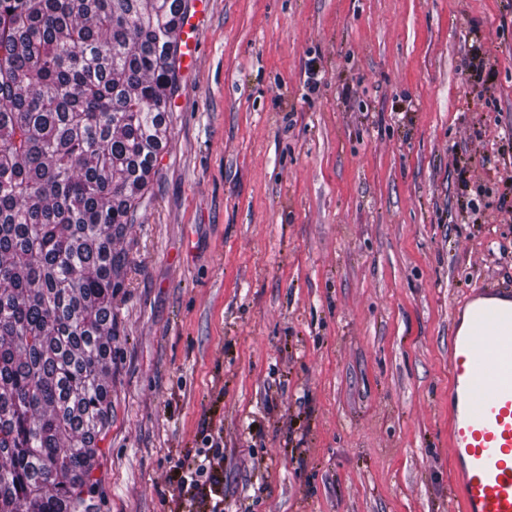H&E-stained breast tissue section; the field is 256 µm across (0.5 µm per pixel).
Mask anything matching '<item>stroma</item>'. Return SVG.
Masks as SVG:
<instances>
[{
  "label": "stroma",
  "mask_w": 512,
  "mask_h": 512,
  "mask_svg": "<svg viewBox=\"0 0 512 512\" xmlns=\"http://www.w3.org/2000/svg\"><path fill=\"white\" fill-rule=\"evenodd\" d=\"M316 78H309V70ZM512 0H212L120 246L98 512H456L448 342L512 284ZM211 449L212 448L197 449L191 463L188 464V469H194V472H190L191 481L189 483V489L200 490V486H204L207 482L210 484L219 482V475L213 468L210 459ZM202 478H204V480H202Z\"/></svg>",
  "instance_id": "stroma-1"
}]
</instances>
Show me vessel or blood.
<instances>
[{
    "instance_id": "b4317fda",
    "label": "vessel or blood",
    "mask_w": 512,
    "mask_h": 512,
    "mask_svg": "<svg viewBox=\"0 0 512 512\" xmlns=\"http://www.w3.org/2000/svg\"><path fill=\"white\" fill-rule=\"evenodd\" d=\"M448 353L458 512H512V287L474 290Z\"/></svg>"
}]
</instances>
